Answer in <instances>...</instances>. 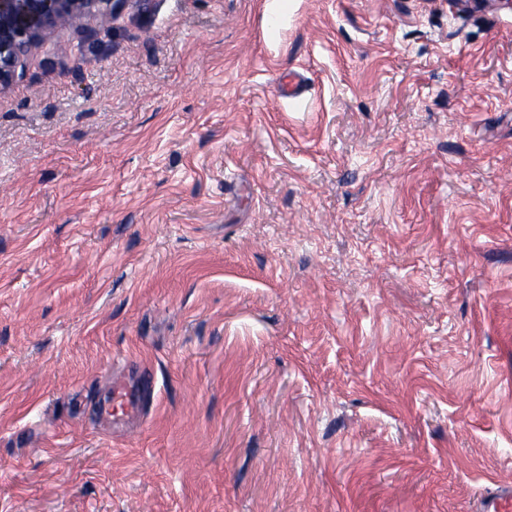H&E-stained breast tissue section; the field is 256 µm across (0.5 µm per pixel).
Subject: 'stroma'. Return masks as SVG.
I'll use <instances>...</instances> for the list:
<instances>
[{"label": "stroma", "mask_w": 512, "mask_h": 512, "mask_svg": "<svg viewBox=\"0 0 512 512\" xmlns=\"http://www.w3.org/2000/svg\"><path fill=\"white\" fill-rule=\"evenodd\" d=\"M88 26L0 89V512H472L512 481V9ZM145 395L144 384L127 385L113 382L104 401L99 405V412L105 417H112L113 411L118 409L122 413L133 414L139 410Z\"/></svg>", "instance_id": "obj_1"}]
</instances>
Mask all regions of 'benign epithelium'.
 I'll use <instances>...</instances> for the list:
<instances>
[{
  "mask_svg": "<svg viewBox=\"0 0 512 512\" xmlns=\"http://www.w3.org/2000/svg\"><path fill=\"white\" fill-rule=\"evenodd\" d=\"M126 0H0V87L24 76L26 61L46 30L69 26L85 29L95 16L112 20ZM452 7L508 6L512 0H448Z\"/></svg>",
  "mask_w": 512,
  "mask_h": 512,
  "instance_id": "7a95c632",
  "label": "benign epithelium"
}]
</instances>
